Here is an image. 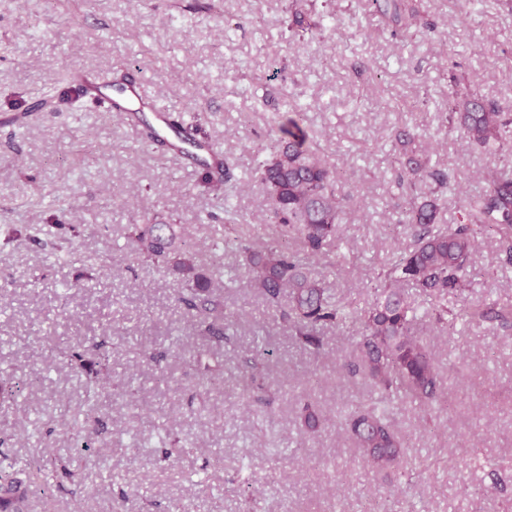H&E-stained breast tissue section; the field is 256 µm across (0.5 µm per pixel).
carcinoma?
Returning a JSON list of instances; mask_svg holds the SVG:
<instances>
[{"instance_id":"cac0c4a2","label":"carcinoma","mask_w":512,"mask_h":512,"mask_svg":"<svg viewBox=\"0 0 512 512\" xmlns=\"http://www.w3.org/2000/svg\"><path fill=\"white\" fill-rule=\"evenodd\" d=\"M305 0H291L295 24L304 32L320 31L322 19H314L304 8ZM377 10L396 27L409 29L421 24L423 11L414 0H372ZM53 111L48 96L36 108H26L5 117L4 122L23 126L33 112ZM295 115L271 130L254 177L273 202L270 222L277 225L278 236L262 243L238 238L237 248L251 275V283L271 303L288 295V304L280 311L282 322L299 342L320 349L321 336L328 325H339L355 315L349 305L327 288L324 276L310 268L285 244L299 239L307 253L318 256L328 240L337 238L344 223L350 193L337 167L321 161L312 150L313 137ZM448 118L458 120L468 143L493 155L512 159V108L476 94L448 93ZM129 121L141 127L148 144L172 148L163 132L142 118L129 113ZM206 152L201 161L205 180L219 185L228 196L239 182L233 164L209 141L195 142ZM400 166L399 184L407 189L410 208L404 229L411 244L377 273L378 288L369 307L363 310L360 340L344 358L342 370L350 378H359L380 395L379 401L349 410L344 417L349 438L361 451L365 462L387 478L406 452V443L396 428L390 402L400 391L422 404L435 402L444 392L442 377L427 339L415 331L416 309L399 285L412 282L428 298L426 315L442 327L458 318L471 321L496 320L504 328L512 327V305L484 307L460 301L462 286L472 267L471 254L476 236L486 226L496 228L498 246L506 262L512 263V170L487 172L489 188L466 197L460 219L446 227L438 225V208L426 197L451 187V179L441 169H430L417 152L396 158ZM67 229L66 245L48 238L43 228L33 229L29 240L48 247L64 260L79 247L83 231L77 225H55ZM184 226L161 220L133 223L126 227L128 245L133 252L159 270L171 275L178 284L175 303L183 315L196 325L198 335L208 346L196 351L193 360L202 383L224 381L226 339L223 271L219 263L200 265L196 254L185 248ZM459 308L448 307V302ZM63 354L71 369L93 384L108 376V349L95 342L89 349L68 347ZM20 391L15 373L0 372V399H11ZM320 415L306 405L299 415V427L314 431ZM86 461L82 457H56L48 464H35L42 479L23 475L15 464L0 458V512H26L28 495L44 493L60 477L73 479Z\"/></svg>"}]
</instances>
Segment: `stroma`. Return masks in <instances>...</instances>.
<instances>
[{"label":"stroma","instance_id":"obj_1","mask_svg":"<svg viewBox=\"0 0 512 512\" xmlns=\"http://www.w3.org/2000/svg\"><path fill=\"white\" fill-rule=\"evenodd\" d=\"M210 2L83 0L73 25L72 0H0V116L49 89L56 101L23 128L0 124V224H74L86 236L63 262L23 235L0 245V273L12 277L0 291V370L32 381L0 400V428L14 436L5 453L20 469L56 456L94 460L83 481L30 498V512H248L240 493L248 481L258 512H512V498L492 487L494 475H512V329L425 325L445 394L431 408L395 396L408 450L402 478L386 482L341 426L346 410L378 398L341 370L357 323L328 328L322 353L298 345L232 249L214 251L224 196L202 169L146 145L77 84L55 80L63 67L90 75L125 67L149 97L196 120L241 182L235 235L259 242L275 228L251 173L271 127L302 107L322 157L348 176L353 195L340 239L309 263L361 311L378 271L410 243L392 230L407 200L392 181L388 132L409 130L432 166L455 174L438 201L444 224L502 164L446 129L441 104L461 77L486 99L512 102V7L490 0L473 12L463 0H426L437 23L427 38L393 35L371 0H315L317 10L335 11L336 25L300 42L289 32L290 0H224L217 12ZM155 216L183 225L200 264L223 260L224 312L236 324L222 386L199 387L190 354L202 339L172 302L173 280L127 246L126 224ZM473 268L468 301L512 304V266L499 258L495 231L476 237ZM75 281L80 290L65 294ZM102 335L114 345L112 377L93 409L59 352ZM263 350L277 387L268 406L245 392L237 369ZM307 403L322 414L313 433L296 422ZM90 409L103 431L87 449L61 419ZM176 437L195 445L163 459L164 442Z\"/></svg>","mask_w":512,"mask_h":512}]
</instances>
